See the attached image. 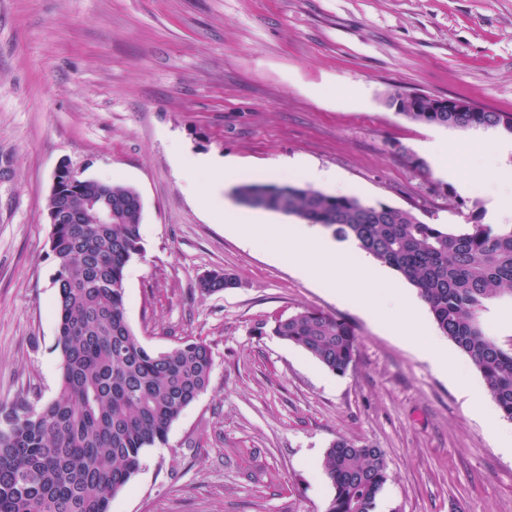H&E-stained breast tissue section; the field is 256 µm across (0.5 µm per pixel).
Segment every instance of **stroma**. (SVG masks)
<instances>
[{
  "instance_id": "stroma-1",
  "label": "stroma",
  "mask_w": 512,
  "mask_h": 512,
  "mask_svg": "<svg viewBox=\"0 0 512 512\" xmlns=\"http://www.w3.org/2000/svg\"><path fill=\"white\" fill-rule=\"evenodd\" d=\"M397 90L512 113V0H0V403L58 395L47 201L64 160L142 198L124 281L139 342L213 355L208 389L110 512H325L340 437L384 450L378 512H512V456L459 388L481 374L460 351L449 374L415 351L438 332L428 307L395 336L213 221L171 164L176 141L222 155L229 184L299 161L427 224L489 223L486 173L512 179V133L408 120ZM437 140L456 143L469 190L436 173ZM214 268L239 287L202 295ZM306 308L355 327L345 375L259 329Z\"/></svg>"
}]
</instances>
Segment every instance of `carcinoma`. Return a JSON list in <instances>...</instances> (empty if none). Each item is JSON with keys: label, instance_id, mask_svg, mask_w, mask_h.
Instances as JSON below:
<instances>
[{"label": "carcinoma", "instance_id": "obj_1", "mask_svg": "<svg viewBox=\"0 0 512 512\" xmlns=\"http://www.w3.org/2000/svg\"><path fill=\"white\" fill-rule=\"evenodd\" d=\"M427 124L496 128L509 112H406ZM112 191V223L83 222L82 195L71 192L70 218L52 225L61 357L60 390L39 407L0 403V512H110L139 471L145 451L166 444L181 412L210 383L213 356L201 339L162 352L143 347L125 315V269L140 254L143 206L124 184ZM238 201L318 224L393 269L427 304L440 333L474 365L487 392L512 421V347L485 333L487 303L512 299V226L486 224L448 231L383 202L365 203L290 185L243 184ZM224 269L206 270L197 288L211 295L236 288ZM272 335L308 352L343 375L354 361L358 335L345 319L313 309L277 318ZM321 467L334 493L325 512H375L388 481L382 449L339 437Z\"/></svg>", "mask_w": 512, "mask_h": 512}]
</instances>
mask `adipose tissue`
Listing matches in <instances>:
<instances>
[{"mask_svg":"<svg viewBox=\"0 0 512 512\" xmlns=\"http://www.w3.org/2000/svg\"><path fill=\"white\" fill-rule=\"evenodd\" d=\"M174 169L188 182H195L199 174H207L208 181L197 195L198 206L215 220L227 224L248 242L263 243L275 247L280 254L288 253V242L292 237H304L307 243L305 256H292L291 261L304 276L316 278L324 284L336 287L349 285L346 271V256L339 244L324 239L317 231L292 225L270 227L245 220L239 213L227 208L224 201V160L214 155L188 157L176 154L172 158ZM371 283L381 285L382 296L370 298L367 309L372 318L386 324H400L419 306L418 301L399 284L386 279L384 272L375 264H368Z\"/></svg>","mask_w":512,"mask_h":512,"instance_id":"adipose-tissue-1","label":"adipose tissue"}]
</instances>
